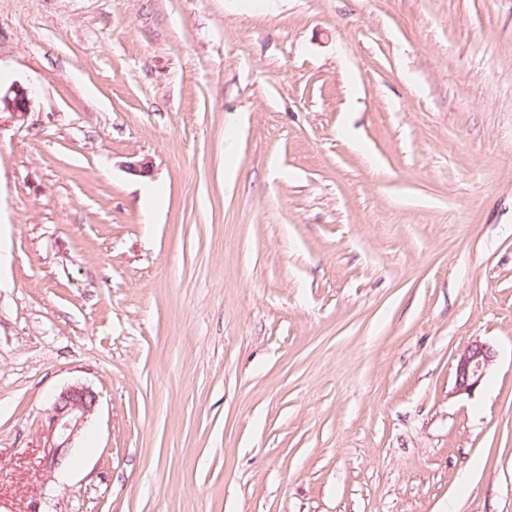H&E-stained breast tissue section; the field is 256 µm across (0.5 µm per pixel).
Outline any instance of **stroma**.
Instances as JSON below:
<instances>
[{"label": "stroma", "mask_w": 512, "mask_h": 512, "mask_svg": "<svg viewBox=\"0 0 512 512\" xmlns=\"http://www.w3.org/2000/svg\"><path fill=\"white\" fill-rule=\"evenodd\" d=\"M13 83L0 512H512V0H0ZM35 95L34 89L17 83L11 84L6 89L0 85V128L2 122H12L24 118L33 103ZM493 348L480 340L472 341L455 357L454 394L472 396L482 384L494 361ZM97 404L98 394L80 383L65 388L53 398L40 458L47 477L70 464L76 454V443Z\"/></svg>", "instance_id": "35a3bbf8"}]
</instances>
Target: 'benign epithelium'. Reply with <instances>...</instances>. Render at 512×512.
<instances>
[{
	"label": "benign epithelium",
	"instance_id": "obj_1",
	"mask_svg": "<svg viewBox=\"0 0 512 512\" xmlns=\"http://www.w3.org/2000/svg\"><path fill=\"white\" fill-rule=\"evenodd\" d=\"M36 92L13 83L0 87V123L20 120L28 113ZM493 348L480 340L468 344L455 357L453 393L470 396L482 384L494 361ZM98 394L83 384H73L59 392L52 401L48 423L44 429L42 457L43 473L50 477L67 467L76 454V443L82 430L94 414Z\"/></svg>",
	"mask_w": 512,
	"mask_h": 512
}]
</instances>
